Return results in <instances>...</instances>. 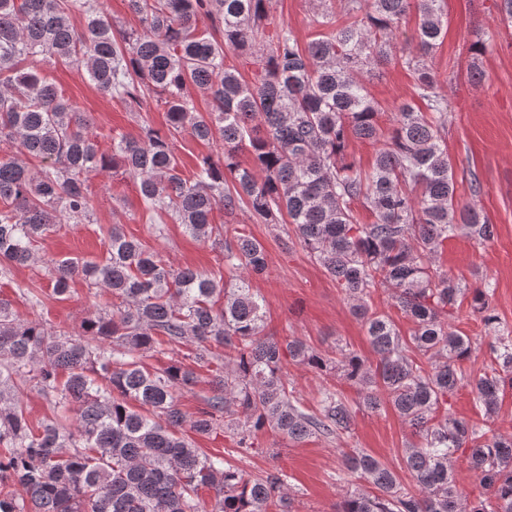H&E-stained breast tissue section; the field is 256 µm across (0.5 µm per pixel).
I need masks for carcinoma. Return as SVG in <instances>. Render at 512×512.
Instances as JSON below:
<instances>
[{
	"instance_id": "1",
	"label": "carcinoma",
	"mask_w": 512,
	"mask_h": 512,
	"mask_svg": "<svg viewBox=\"0 0 512 512\" xmlns=\"http://www.w3.org/2000/svg\"><path fill=\"white\" fill-rule=\"evenodd\" d=\"M127 2L138 31L115 29L98 0H0V143L13 150L0 158V269L42 261L35 246L51 225L87 220V174L119 167L137 181L158 235L179 224L221 248L231 271L263 274L265 249L240 230L224 236L215 210L245 205L266 224L288 215L298 243L363 323L378 362L342 347L333 360L299 337L264 335L249 279L230 288L222 277L176 268L115 224L104 260H45L55 299H66L77 279L112 294V310L88 317L80 332L48 327L36 289L24 293L25 320L0 298V512H202L204 489L214 492V512H292L279 471L246 479L226 459L203 454L190 433L221 430L249 454L268 428L293 443L339 440L361 407L393 410L418 437L401 448L411 483L362 450L345 452L344 467L375 492L345 491L336 512H512V436L490 429L500 394L512 387V331L500 326L490 285L466 290L437 265L448 239L465 234L483 244L495 236L459 199L443 145L448 98L427 63L447 29L443 0H345L346 21L322 10L315 22L325 31L304 48L288 29H267L270 0ZM412 8L416 53L400 61L429 111L401 104L385 135L364 77L391 61L393 36ZM202 15L208 30L198 27ZM229 51L249 58L253 82L226 63ZM37 55L84 71L131 112L158 97L167 130L144 125L112 155L100 152L88 116L37 69L19 67ZM195 93L209 99L208 111L196 110ZM184 133L220 143L222 161L207 156L182 177L171 140ZM382 138L372 169L362 170L350 140ZM245 144L254 171L237 162ZM25 156L41 168L29 170ZM358 204L372 223H360ZM378 287L392 291L413 323L409 335L369 305ZM467 293L472 313L496 333L490 372L467 380L480 425L448 410L464 380L459 363L474 350L448 324ZM166 341L192 346L190 363L148 367L144 358ZM289 364L336 371L359 400L326 390L319 410L307 412L293 396ZM204 368L211 395L189 420L175 391L193 389ZM24 386L49 401L52 416L30 421ZM460 450L482 475L487 495L477 502L463 498L454 475Z\"/></svg>"
}]
</instances>
